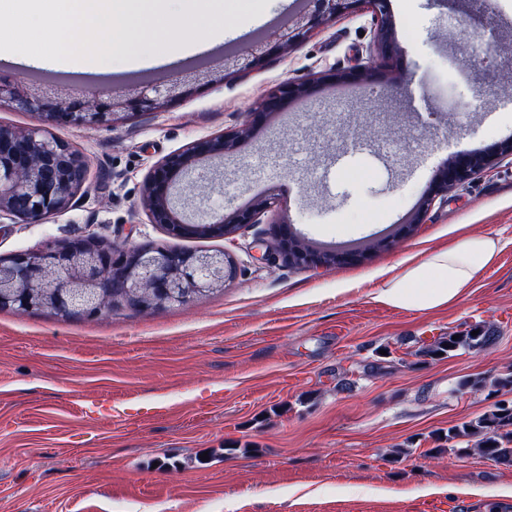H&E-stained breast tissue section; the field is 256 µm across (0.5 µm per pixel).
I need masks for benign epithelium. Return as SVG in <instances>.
Instances as JSON below:
<instances>
[{
	"mask_svg": "<svg viewBox=\"0 0 512 512\" xmlns=\"http://www.w3.org/2000/svg\"><path fill=\"white\" fill-rule=\"evenodd\" d=\"M305 8L290 17L272 37L259 38L242 53L224 55V70L195 69L166 82L132 88L106 100L75 97L0 76V104L8 102L36 114L45 124L64 122L77 127L113 126L128 110L155 112L198 88L201 83L234 77L251 70L272 55L285 57L314 30L337 18L366 8L374 30L367 46L369 58L387 63L401 48L395 39L389 0H303ZM336 74L319 73L302 81L288 80L264 94L250 119L221 134L201 139L159 161L147 175L143 207L151 223L175 237L233 235L243 224H260L280 203L276 188L269 187L245 209L188 218L189 206L177 197L180 186L194 181L203 190L218 180L224 157L251 138L255 128L294 104L314 97L320 85ZM345 81L373 88L386 84V73L375 65L360 66L341 75ZM512 155V140L489 151H460L445 160L433 176L418 206L408 219L424 223L435 199ZM86 157L41 127L25 131L0 126V218L6 216L40 224L70 208L87 176ZM270 237L275 252L288 261L308 267H332L357 262L352 251L305 250L289 217L273 221ZM230 256L224 252H181L162 247L125 248L98 238H77L43 250L0 258V306L29 312L42 310L68 317L75 312L98 316L119 296L139 310L224 290L235 277Z\"/></svg>",
	"mask_w": 512,
	"mask_h": 512,
	"instance_id": "1",
	"label": "benign epithelium"
}]
</instances>
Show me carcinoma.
<instances>
[{
  "label": "carcinoma",
  "instance_id": "1",
  "mask_svg": "<svg viewBox=\"0 0 512 512\" xmlns=\"http://www.w3.org/2000/svg\"><path fill=\"white\" fill-rule=\"evenodd\" d=\"M497 330L488 325H474L453 334L440 337L430 343H424L417 355L426 360H440L452 357L459 351L483 349L494 342ZM466 384L479 389H489V394L512 392V372L489 378H475ZM466 438L473 442L471 448H460L458 443ZM438 445L427 448L422 455L436 458L447 451L468 455L476 452L481 456L499 462L512 463V401H498L487 413L468 421L455 424L446 430L436 432Z\"/></svg>",
  "mask_w": 512,
  "mask_h": 512
}]
</instances>
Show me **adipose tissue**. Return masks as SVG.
Segmentation results:
<instances>
[{"mask_svg": "<svg viewBox=\"0 0 512 512\" xmlns=\"http://www.w3.org/2000/svg\"><path fill=\"white\" fill-rule=\"evenodd\" d=\"M501 250V240L495 235H462L452 246L430 251L387 279L376 299L410 312L450 307L482 277Z\"/></svg>", "mask_w": 512, "mask_h": 512, "instance_id": "adipose-tissue-1", "label": "adipose tissue"}]
</instances>
